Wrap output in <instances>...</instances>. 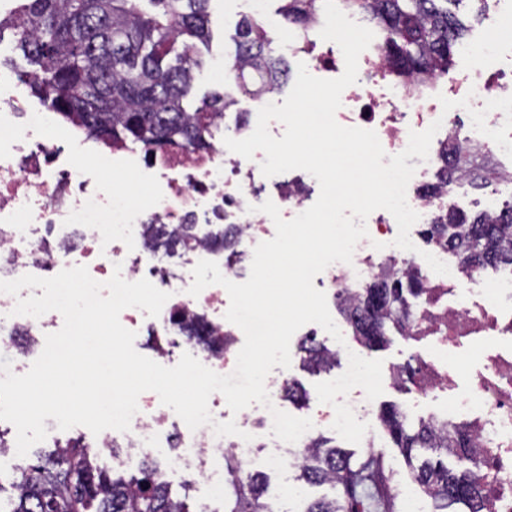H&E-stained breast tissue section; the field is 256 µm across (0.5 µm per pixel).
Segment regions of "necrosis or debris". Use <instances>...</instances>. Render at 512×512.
Returning a JSON list of instances; mask_svg holds the SVG:
<instances>
[{"label": "necrosis or debris", "mask_w": 512, "mask_h": 512, "mask_svg": "<svg viewBox=\"0 0 512 512\" xmlns=\"http://www.w3.org/2000/svg\"><path fill=\"white\" fill-rule=\"evenodd\" d=\"M496 2L497 14L476 44L464 45L468 66L449 87L440 86L431 72L416 85L394 77L374 44L359 57L361 78L342 93L337 122L375 131L389 156L406 148L410 132L440 122L427 160L410 159L416 170L406 197L420 223L460 209L466 176L455 174L451 189L437 187V174L453 147L487 151L503 180L512 179V0ZM322 27L318 21L304 32H289L284 49L291 56H309L313 76L334 79L344 69V58L335 42L321 38ZM225 126V117L215 119L209 151L176 146L151 154L130 142L105 145L79 136L49 107L31 103L20 85H0V280L26 274L49 278L77 265L86 266L100 282L116 271L130 282L147 279L169 295L160 315L128 308L120 314L121 324L152 337L153 359L159 364L170 363L176 350L185 349L213 371L231 374L243 346L242 331L225 318L230 301L222 286L189 294L192 270L198 261L209 260L225 278H238L242 263L252 259L273 224L259 205L273 201L289 220L315 203L320 186L299 169L264 176V153L247 159L229 151ZM176 224H196L200 230L195 239L162 250L146 247L149 230ZM209 224L223 225L232 250L207 244ZM395 226L387 210L372 212L366 220L368 236L357 243L351 263L328 266L320 285L350 297L395 270L422 281V296L411 302L417 321L404 331L424 345L413 376L417 402L439 405L437 420L469 431L484 512H512V278L486 276L433 246L430 254L448 261L450 268L449 274H435L417 252L423 244L420 233H411L415 248L406 251L393 244ZM42 294L39 288L22 289L16 296L0 293V358L19 375L31 361L17 327H26L41 347L46 334L63 325L55 311L38 318L14 314L18 299ZM195 314L205 315L218 335L230 337V344L216 352L187 336L183 326ZM331 350L339 369L310 415L313 429L354 433L363 446H372L377 423L371 394L378 378L397 384L398 370L379 374L361 349L349 345L337 343ZM289 379L283 369L267 383L271 407L255 403L239 412V435L219 437L211 425L192 430L174 423L158 394L146 391L138 398L129 430L120 436L106 430L100 445L109 447L114 437H122L128 457L136 458L162 447L170 427H177L180 453L174 463L197 474L205 487L217 478L214 456L226 450L248 464L254 449L265 448L270 464L294 469L309 438L301 436L293 444L277 439L270 414L271 408H284Z\"/></svg>", "instance_id": "necrosis-or-debris-1"}]
</instances>
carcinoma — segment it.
<instances>
[{
	"label": "carcinoma",
	"instance_id": "cac0c4a2",
	"mask_svg": "<svg viewBox=\"0 0 512 512\" xmlns=\"http://www.w3.org/2000/svg\"><path fill=\"white\" fill-rule=\"evenodd\" d=\"M210 0H17L0 19V44L9 32L12 50L21 51L28 68L20 80L31 94L59 117L90 137L105 142L131 140L149 149L188 145L209 147L211 126L227 106L224 94L213 92L190 111L199 45L209 39ZM468 0H336L343 12L365 11L382 32V54L389 72L410 79L428 70L448 72L455 47L466 28L457 12ZM324 0H284L279 13L288 25L305 27L320 14ZM232 69L251 64L264 72L267 88L281 86L290 71L272 55L263 23L246 17L237 32ZM460 172L472 186L486 189L497 171L477 152H459L439 172L448 184ZM427 242L455 253L464 264L512 266V205L496 220L456 212L437 217L426 229ZM422 294L417 279L396 275L374 282L356 297L336 295L337 307L354 339L369 351L390 342V323L411 316L408 296ZM210 346L200 317L189 330ZM302 363L311 372L331 370L336 362L329 348L313 338L301 343ZM379 417L393 446L404 456L425 495L441 510L481 512V486L472 467L444 461L448 442L468 456V432L432 418L411 421L397 405H384ZM99 450L79 440L56 445L37 464L18 470L10 484L6 512H192L189 485L183 495L171 493L153 459L141 460L138 474L124 477L98 463ZM231 476L224 512H272L265 501V476L239 477L242 465L224 455ZM296 480L327 485L331 495L309 501L300 512H368L387 504L388 485L380 457L359 458L322 436L312 439L296 468Z\"/></svg>",
	"mask_w": 512,
	"mask_h": 512
}]
</instances>
